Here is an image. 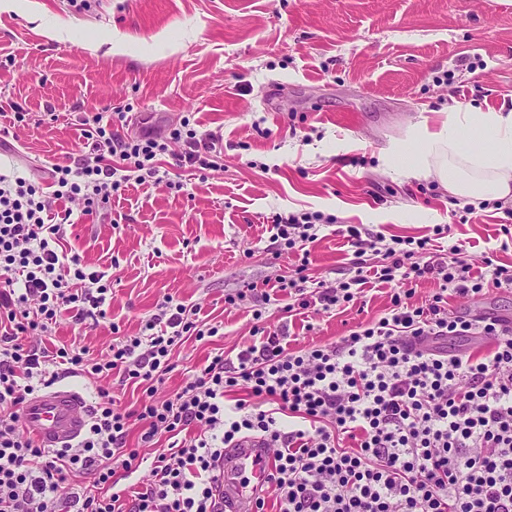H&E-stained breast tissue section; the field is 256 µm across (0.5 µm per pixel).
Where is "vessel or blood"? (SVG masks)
<instances>
[{
	"label": "vessel or blood",
	"instance_id": "obj_1",
	"mask_svg": "<svg viewBox=\"0 0 512 512\" xmlns=\"http://www.w3.org/2000/svg\"><path fill=\"white\" fill-rule=\"evenodd\" d=\"M23 425L44 447L72 446L88 426L86 400L70 386L48 387L27 401ZM216 469L218 512H254L274 471L273 451L265 439L245 437L225 449Z\"/></svg>",
	"mask_w": 512,
	"mask_h": 512
}]
</instances>
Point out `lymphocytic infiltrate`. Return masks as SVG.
I'll return each instance as SVG.
<instances>
[{"instance_id":"obj_1","label":"lymphocytic infiltrate","mask_w":512,"mask_h":512,"mask_svg":"<svg viewBox=\"0 0 512 512\" xmlns=\"http://www.w3.org/2000/svg\"><path fill=\"white\" fill-rule=\"evenodd\" d=\"M124 120L119 110L84 114L83 154L46 168L42 179L0 171V512H64L73 506L68 479L76 474L93 478L92 490L73 506L77 512H216L213 462L247 435L276 449L270 485L278 512H512V324L448 309L449 296L511 288L512 268L488 254L485 274L473 275L461 246L433 244L449 237L450 225L417 239L351 226L349 280L308 287L304 255L293 275L271 288L227 296L233 305L280 294L300 309L327 312L353 302L371 275L383 283L439 282L430 303L417 306L394 294L386 316L330 347L288 350L285 326L269 325L254 310L255 342L235 357L214 356L171 398H157L156 385L172 368L174 347L186 336L219 333L182 301L166 297L139 335L113 344L107 358L55 345L62 313L81 322L105 317L112 296L105 273L85 272L79 255L61 246L74 214L105 209L129 183L163 182L168 155L200 174L224 166L216 132L183 122L163 135L122 137L113 127ZM173 143L180 152L170 153ZM335 221L319 212H277L271 228L291 250L315 242ZM370 252L381 253L380 264L368 265ZM407 336L428 345L405 346ZM464 336L488 338L491 348L473 355L437 346ZM116 372L144 386L137 413L116 407L102 388ZM66 377L98 382L99 400L78 445L45 448L21 434L23 409L35 392ZM134 417L143 423V443L161 434L171 439L151 461L127 445ZM143 465L147 483L119 488Z\"/></svg>"}]
</instances>
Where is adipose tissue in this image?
Wrapping results in <instances>:
<instances>
[{
  "mask_svg": "<svg viewBox=\"0 0 512 512\" xmlns=\"http://www.w3.org/2000/svg\"><path fill=\"white\" fill-rule=\"evenodd\" d=\"M412 148L394 144L385 160L405 177L437 176L450 195L478 201L512 196V111L469 109L412 126ZM469 150H461V141Z\"/></svg>",
  "mask_w": 512,
  "mask_h": 512,
  "instance_id": "obj_1",
  "label": "adipose tissue"
}]
</instances>
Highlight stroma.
I'll return each instance as SVG.
<instances>
[{
	"instance_id": "stroma-1",
	"label": "stroma",
	"mask_w": 512,
	"mask_h": 512,
	"mask_svg": "<svg viewBox=\"0 0 512 512\" xmlns=\"http://www.w3.org/2000/svg\"><path fill=\"white\" fill-rule=\"evenodd\" d=\"M113 108L157 132L187 119L223 136L221 170L179 191L130 185L62 243L111 276L112 301L96 323L63 316L55 344L105 357L169 295L222 323L221 335L174 349L159 395L252 343L251 303L224 298L297 265L272 240L273 213L320 211L402 237L448 224L473 270L490 253L512 266L505 210L463 219L467 200L382 159L432 113L512 108V0H99L81 14L63 0H15L0 11V166L35 173L78 156L81 113ZM309 250L310 277H351L344 235L324 228ZM393 292L371 281L331 312L288 317L284 297L264 311L272 325L288 317L292 348L331 346L385 316ZM448 307L508 320L512 288Z\"/></svg>"
}]
</instances>
